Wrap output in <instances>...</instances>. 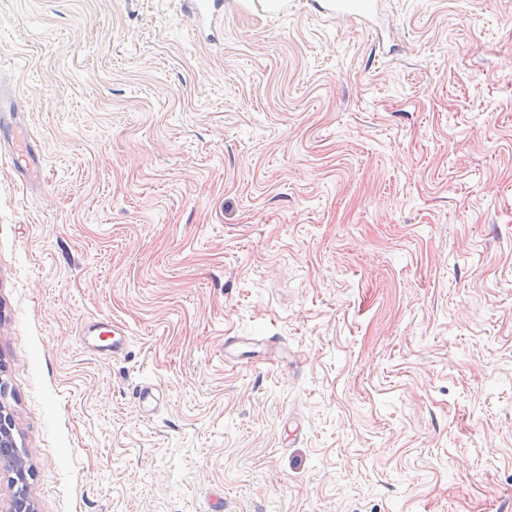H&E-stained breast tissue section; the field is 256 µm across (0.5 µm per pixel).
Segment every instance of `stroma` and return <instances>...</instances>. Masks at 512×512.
Segmentation results:
<instances>
[{"label": "stroma", "mask_w": 512, "mask_h": 512, "mask_svg": "<svg viewBox=\"0 0 512 512\" xmlns=\"http://www.w3.org/2000/svg\"><path fill=\"white\" fill-rule=\"evenodd\" d=\"M374 3L0 0L38 512H512V0ZM12 143L17 165L27 172L34 157L37 156L35 142L31 139L27 130L23 127H16L12 135ZM124 334L125 328L115 326L114 324L109 325L108 323L90 325L84 332V336H98L100 340H102L101 336H112V342L106 345V347L112 348V353L117 352L123 347Z\"/></svg>", "instance_id": "35a3bbf8"}]
</instances>
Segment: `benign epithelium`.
<instances>
[{
    "mask_svg": "<svg viewBox=\"0 0 512 512\" xmlns=\"http://www.w3.org/2000/svg\"><path fill=\"white\" fill-rule=\"evenodd\" d=\"M5 393V384L0 380V465L12 474L11 484L16 487L4 512H37L36 498L27 480V464L13 438L12 418L1 403Z\"/></svg>",
    "mask_w": 512,
    "mask_h": 512,
    "instance_id": "benign-epithelium-1",
    "label": "benign epithelium"
}]
</instances>
